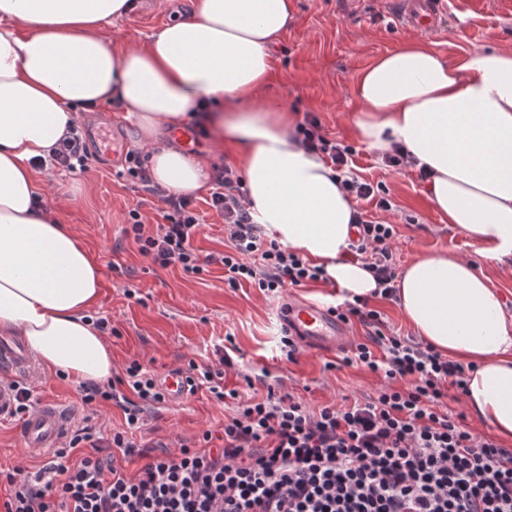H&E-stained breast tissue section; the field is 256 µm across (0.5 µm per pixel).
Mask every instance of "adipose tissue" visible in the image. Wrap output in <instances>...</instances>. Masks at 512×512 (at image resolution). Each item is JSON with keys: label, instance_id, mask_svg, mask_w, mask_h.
Listing matches in <instances>:
<instances>
[{"label": "adipose tissue", "instance_id": "ef3b65f1", "mask_svg": "<svg viewBox=\"0 0 512 512\" xmlns=\"http://www.w3.org/2000/svg\"><path fill=\"white\" fill-rule=\"evenodd\" d=\"M132 8L0 0V334L22 336L40 364L78 384L112 379V350L89 314L102 273L31 160L103 103L135 118L152 178L173 194L207 188L213 168L161 137L201 122L239 150L251 214L272 238L322 264L340 299L376 288L344 257L354 206L335 171L299 143L287 107L263 95L293 0H192L144 44L115 50L101 29ZM354 96L362 144L379 156L403 146L430 174L434 209L482 256L512 258V45L451 61L411 38L358 72ZM395 302L422 343L471 364L468 409L512 440V314L499 291L471 261L435 252L399 272Z\"/></svg>", "mask_w": 512, "mask_h": 512}]
</instances>
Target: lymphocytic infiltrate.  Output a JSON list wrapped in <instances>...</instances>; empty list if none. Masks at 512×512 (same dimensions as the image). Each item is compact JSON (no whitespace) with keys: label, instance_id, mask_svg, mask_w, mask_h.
<instances>
[{"label":"lymphocytic infiltrate","instance_id":"f902f5d3","mask_svg":"<svg viewBox=\"0 0 512 512\" xmlns=\"http://www.w3.org/2000/svg\"><path fill=\"white\" fill-rule=\"evenodd\" d=\"M296 134L307 150L330 162L351 199L393 210L382 186L351 175L353 146L328 137L316 115L305 113ZM125 161L133 182L162 205L155 231L146 230L135 209L125 230L154 264L199 275L217 262L229 287L247 283L267 295L324 280L323 266L255 223L242 178L230 166L217 168L209 202L224 220L227 249L203 257L193 246L201 226L193 197L161 189L142 150L128 151ZM90 162L80 129H70L55 150L54 166L80 175ZM352 222L348 253L373 274L381 298H393L395 226L359 209ZM333 311L342 322L365 327V342L352 346L343 362L383 373L386 383L376 396L313 411L271 388L265 397L242 402L238 391L224 389L230 355L215 368L193 364L191 389H207L220 404L229 397L238 402L224 419L222 445H214L207 431L198 448L184 445L154 457L126 432L107 439L84 427L56 450L49 472L9 475L4 512H512V448L474 435L448 407L449 391L465 390L466 367L394 332L368 300L346 301ZM83 391L85 402L121 404L128 429L165 401L156 379L135 361L107 386ZM84 444L89 453L78 455ZM105 448L113 459L99 457ZM119 455L146 463L131 476L116 463Z\"/></svg>","mask_w":512,"mask_h":512}]
</instances>
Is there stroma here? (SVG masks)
<instances>
[{"mask_svg": "<svg viewBox=\"0 0 512 512\" xmlns=\"http://www.w3.org/2000/svg\"><path fill=\"white\" fill-rule=\"evenodd\" d=\"M187 4L188 0H136L127 16L105 24L102 33L115 47L143 43L157 28L182 15ZM294 11L293 24L277 40L267 95L282 101L295 117L316 113L330 135L356 145L354 173L383 183L397 206L386 219L397 226L393 247L398 266L426 253L457 254L475 261L512 310V262L480 258L478 242L431 206L416 170L392 172L358 143L353 123L356 75L409 35L393 20L390 4L387 0H294ZM420 38L447 58L512 44V0H484L482 9L468 14L448 7L441 23ZM80 126L95 157L90 170L80 176L39 170L35 177L51 189L62 224L101 265L103 285L90 313L106 318L113 328L108 341L114 374H123L134 360L157 375L171 368L185 370L193 363L211 365L225 351L233 366L224 374V386L243 396L279 385L316 409L340 405L379 388L378 376L367 369L340 365L330 370L327 356L321 354L303 350L296 360H288L280 350L282 332L276 318L280 297L248 284L225 285L224 270L218 265L206 273L188 275L159 267L141 255L124 234L128 211L139 208L143 224L151 231L160 220L157 206L141 204L140 192L122 174L124 157L110 152L115 138L124 149L136 148L134 120L122 107L106 104L85 113ZM209 196L206 190L194 195L203 219L194 246L204 255L224 250V222L208 206ZM18 381L29 388L32 406L55 402L70 416L73 429L88 426L108 436L126 428L124 412L116 403H83L79 385L42 366L20 374ZM229 412L228 406L217 404L201 389L183 402L155 406L133 438L174 453L180 445L193 444L205 430H222ZM22 421L19 415L0 421V505L8 498V473L18 468L35 472L54 458L53 450L23 446L18 433Z\"/></svg>", "mask_w": 512, "mask_h": 512, "instance_id": "obj_1", "label": "stroma"}]
</instances>
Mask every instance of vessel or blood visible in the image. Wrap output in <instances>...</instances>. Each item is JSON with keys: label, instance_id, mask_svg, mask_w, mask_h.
Here are the masks:
<instances>
[{"label": "vessel or blood", "instance_id": "1", "mask_svg": "<svg viewBox=\"0 0 512 512\" xmlns=\"http://www.w3.org/2000/svg\"><path fill=\"white\" fill-rule=\"evenodd\" d=\"M396 7L397 21L414 27L425 19L438 18L446 9V0H390ZM286 333L302 348L313 352H339L346 346L345 326L327 307L306 302H283L277 311ZM30 356L22 341L0 340V367L14 373L29 369ZM158 386L169 402L184 401L189 394L185 373L173 368L162 373ZM70 429L68 414L57 404L38 406L21 424L20 436L26 447H58Z\"/></svg>", "mask_w": 512, "mask_h": 512}]
</instances>
